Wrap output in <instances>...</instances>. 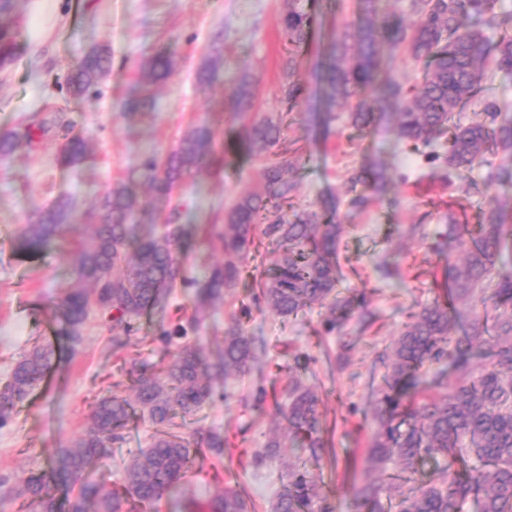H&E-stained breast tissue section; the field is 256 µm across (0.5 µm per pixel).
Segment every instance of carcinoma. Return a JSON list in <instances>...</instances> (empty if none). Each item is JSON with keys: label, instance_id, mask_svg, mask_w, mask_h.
<instances>
[{"label": "carcinoma", "instance_id": "1", "mask_svg": "<svg viewBox=\"0 0 512 512\" xmlns=\"http://www.w3.org/2000/svg\"><path fill=\"white\" fill-rule=\"evenodd\" d=\"M15 0H0V69L19 51L17 27L9 21ZM314 18L288 0L280 19V33L290 51L305 44ZM512 25V16L495 11V0H412V18L405 22L388 17L374 23L359 17L352 30L334 34L321 62L320 104L325 120L334 112L348 113L352 127L363 131L382 115L398 116L399 136L415 152L436 141L447 145L444 156L425 154L433 164L455 171L481 166L487 155L512 152V117L501 115L498 104L483 98L489 65L512 73V34L504 32L490 42L485 31ZM424 64L419 82L406 87L391 76L397 54ZM222 41L211 46L199 83L209 84L223 64ZM107 53L93 50L68 79L69 91L82 96L97 85L109 69ZM172 53L163 50L142 64L144 86L167 80L173 72ZM253 81L243 74L230 81L229 104L245 112L253 105ZM483 101V111L461 126L454 113ZM154 108V98L144 93L124 103L133 116ZM280 127L259 120L224 142V155L252 158L274 146ZM34 147L31 128L0 136V161L21 144ZM212 130L192 126L178 148L166 157L151 155L129 171L126 181L110 187L89 218L93 233L75 258L79 285L69 288L56 314L59 335L77 346L92 309L109 315L113 329L129 335L133 321L168 306L180 277L175 233L158 234L159 215L133 190L145 180L155 197L169 198L189 164L216 158ZM87 159L85 139L72 135L62 144L58 161L66 167ZM352 186L373 183L383 187V174L363 167L349 177ZM296 183L284 177L281 165L267 164L258 190L240 198L224 211V264L209 269L196 283L197 308L192 323L223 299L224 290L237 285L243 260L256 249V229L274 239L279 258L269 277L256 281L254 299L283 318L303 309L328 303L327 331L339 328L365 299L344 295L337 260L341 225L316 212L288 218L283 205L291 200ZM73 221V204L62 200L38 211L36 221L25 225L18 247L38 253L61 236ZM448 237L464 254L450 272L449 301L436 302L411 315L380 356L384 367L374 402V429L366 449L367 473L354 487L358 512H385L383 500L395 502L397 512H462L471 500L477 512H512V311L464 321V307L492 302L495 308L512 303V271L504 258L512 254V232L505 230V212L496 211L495 222L483 224L477 234L448 226ZM96 307H91L92 301ZM182 339L171 359L141 364L129 371L133 399L111 395L94 403L91 424L72 440L48 468L31 470L18 496L30 512H125L124 507L154 512L193 466L200 448L174 422L195 414L211 400L213 375H246L265 353V344L249 336L240 321L224 332V347L210 359L198 344L186 340L182 326L164 331L165 344ZM55 352L51 345L35 342L16 361L9 379L0 384V426H4L47 377ZM448 362L454 380L435 395L423 378L427 363ZM319 395L302 378L289 373L288 405L282 411L287 445L292 458L285 464L288 480L276 496L273 512H335L331 494L314 473L329 453L324 438ZM136 415L148 417L154 433L147 447L138 449L125 467L121 486L112 487L94 477L98 462L123 440L122 431ZM428 460L440 466L425 480L415 476ZM394 463L397 473L385 475ZM211 512H247V503L233 488L211 503Z\"/></svg>", "mask_w": 512, "mask_h": 512}]
</instances>
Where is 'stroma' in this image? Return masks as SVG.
<instances>
[{"instance_id": "35a3bbf8", "label": "stroma", "mask_w": 512, "mask_h": 512, "mask_svg": "<svg viewBox=\"0 0 512 512\" xmlns=\"http://www.w3.org/2000/svg\"><path fill=\"white\" fill-rule=\"evenodd\" d=\"M286 7V0H16L12 15L21 49L0 73V132L44 120L49 126L35 148L19 147L0 163V382L36 338H52L56 305L75 282L74 259L91 232L86 216L99 197L145 156L174 150L197 123L208 124L221 143L252 120H281L274 151L297 184L292 210L319 212L326 202L337 201L341 289L366 297L365 307L329 334L323 327L326 308L314 306L284 319L255 304L253 278L271 275L277 259L275 244L262 238L239 284L225 290L223 302L208 311L191 338L206 350H218L231 316L246 306L251 314L244 329L264 340L266 353L246 376L216 380L217 398L189 420L185 433L191 441L219 433L226 441L224 454L198 457L186 486L165 496L159 512H210L213 497L228 485L241 491L255 512H269L285 481L289 451L278 449L259 468L250 456L285 435L279 409L287 402V368L295 351L313 359L302 378L317 387L328 428L330 453L319 472L334 493L336 512H357L353 486L363 478L374 427L380 355L412 313L441 298L449 266L460 261L447 239L449 225L474 231L490 222L495 207L512 208V181L486 182L489 170L512 168L511 157L491 155L486 165L443 180L422 156L407 152L394 118L379 120L366 132L351 127L343 113L321 124L314 110L317 65L334 28L356 23L358 0H312L319 24L295 71L306 93L288 104L281 94L288 47L279 27ZM218 34L224 64L202 87L197 76ZM94 49L108 53L110 68L86 97H72L67 76ZM165 49L174 52V72L154 88L155 111L125 116L122 103L140 90L143 61ZM243 73L252 76L255 97L247 116L240 117L228 109L226 96L228 80ZM72 131L84 137L90 151L89 160L75 168L57 160L59 145ZM371 163L382 169L385 190L367 208L353 209L348 178ZM263 173L259 158L186 172L170 202L184 230L177 251L184 285L176 288L165 312L136 321L125 348L113 347L109 322L95 312L75 351L56 356L50 377L0 428V512H24L16 498L22 478L45 468L59 448L86 431L97 398L129 395L131 362L171 357L173 347L155 339L157 328L194 315L193 281L224 260L218 239L224 212L257 188ZM63 198L73 201L76 222L40 253L18 250L17 235L36 211ZM385 262L394 267L393 275L381 272ZM345 342L350 364L341 370L336 358ZM260 388L266 398L259 405L254 397ZM152 431L149 420L130 422L123 441L101 463L106 479L120 482L125 464L146 447Z\"/></svg>"}]
</instances>
